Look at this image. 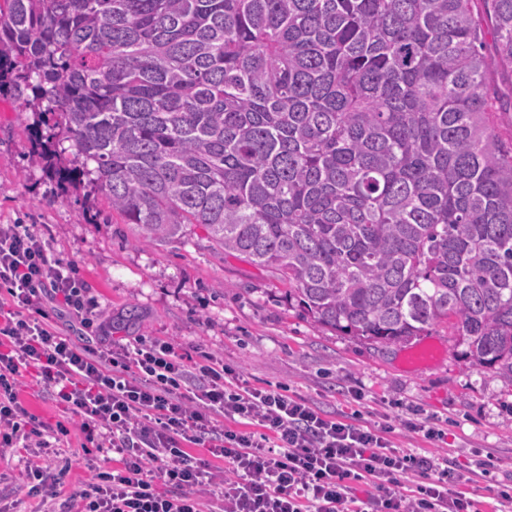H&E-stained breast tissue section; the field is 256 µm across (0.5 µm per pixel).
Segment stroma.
Segmentation results:
<instances>
[{"label":"stroma","mask_w":512,"mask_h":512,"mask_svg":"<svg viewBox=\"0 0 512 512\" xmlns=\"http://www.w3.org/2000/svg\"><path fill=\"white\" fill-rule=\"evenodd\" d=\"M47 134L23 101L0 95V224L32 225L51 256L74 263L99 302L101 335L83 338L66 316L55 320L60 332L95 347L136 336L167 340L193 359H222L251 386L286 390L330 414L357 410L373 421L419 413L446 432V442L398 427L394 445L474 470L466 492L497 512V487L512 480V383L464 357L451 324L430 329L423 341L433 355L413 364L408 346L318 327L287 305L271 272L213 249L201 228L178 242L145 244L101 193L50 179ZM19 396L38 422L70 430L46 491L80 489L104 455L83 447L77 417L43 392L35 372L24 374ZM64 464L70 470L62 476Z\"/></svg>","instance_id":"stroma-1"}]
</instances>
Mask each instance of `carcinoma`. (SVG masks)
I'll use <instances>...</instances> for the list:
<instances>
[{
	"label": "carcinoma",
	"instance_id": "carcinoma-1",
	"mask_svg": "<svg viewBox=\"0 0 512 512\" xmlns=\"http://www.w3.org/2000/svg\"><path fill=\"white\" fill-rule=\"evenodd\" d=\"M0 0V92L148 244L191 226L315 324L454 319L512 382V0Z\"/></svg>",
	"mask_w": 512,
	"mask_h": 512
}]
</instances>
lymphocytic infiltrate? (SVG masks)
<instances>
[{"mask_svg":"<svg viewBox=\"0 0 512 512\" xmlns=\"http://www.w3.org/2000/svg\"><path fill=\"white\" fill-rule=\"evenodd\" d=\"M0 288V459L24 460V483L41 493L50 443L18 397L29 369L116 456L76 494L51 492L44 512H480L461 469L393 448L389 417L329 416L212 357L190 372L168 341L97 349L58 332L55 308L101 332L97 302L29 225L0 224ZM189 443L207 445L225 475Z\"/></svg>","mask_w":512,"mask_h":512,"instance_id":"1","label":"lymphocytic infiltrate"}]
</instances>
